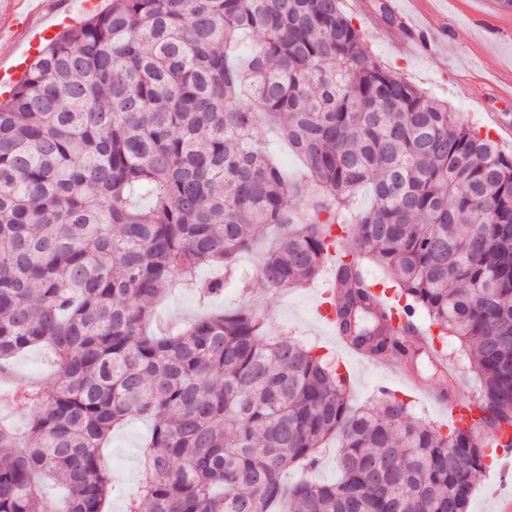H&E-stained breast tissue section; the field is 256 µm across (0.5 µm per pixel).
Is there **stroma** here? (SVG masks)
Wrapping results in <instances>:
<instances>
[{
  "label": "stroma",
  "mask_w": 512,
  "mask_h": 512,
  "mask_svg": "<svg viewBox=\"0 0 512 512\" xmlns=\"http://www.w3.org/2000/svg\"><path fill=\"white\" fill-rule=\"evenodd\" d=\"M364 3L365 0H341L340 6L360 27L373 60L393 70L399 78L448 101L465 124L485 131L492 127L462 95L465 86L479 87L494 111L512 122V103L500 102L492 90L493 84H505L512 75V11H501L496 0H437L429 19L438 28L429 36L430 46L425 49L410 40L404 21L386 24L377 13L366 11ZM274 244V235H267L254 244L251 252L240 257V268L247 273L246 283L225 284L223 294L206 305L193 292L173 290L157 304V320L175 325L208 310L256 309L270 331H288L305 344L320 347L325 354L332 350L340 352L339 368L352 382V406L374 403L386 388L411 402L415 419L437 425L447 423L446 408L433 397L440 384L432 377L425 358L416 361L417 384H405L398 366L378 367L358 360L315 322L312 309L320 283L276 293L258 288L257 264ZM10 368L18 383L36 380L50 389L57 382L53 359L41 347L13 358ZM148 434L147 423L130 419L113 431L103 450L113 483L126 492L133 491L139 483L141 452Z\"/></svg>",
  "instance_id": "stroma-1"
}]
</instances>
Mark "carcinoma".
I'll return each mask as SVG.
<instances>
[{"label":"carcinoma","mask_w":512,"mask_h":512,"mask_svg":"<svg viewBox=\"0 0 512 512\" xmlns=\"http://www.w3.org/2000/svg\"><path fill=\"white\" fill-rule=\"evenodd\" d=\"M263 123L305 180L256 142ZM362 185L373 204L356 210ZM350 224L339 334L410 355L362 277L370 260L469 352L470 431L413 419L395 393L352 407L326 355L267 336L253 309L149 331L173 282L221 293L266 230L259 285L277 291L315 280ZM202 264L224 276L197 279ZM37 345L58 382L19 401L25 432L0 424V512H107L102 448L133 415L152 433L126 512H467L479 436L512 428V153L372 60L340 0H111L0 106V372ZM336 437V482L284 481ZM49 484L66 490L56 507Z\"/></svg>","instance_id":"obj_1"}]
</instances>
